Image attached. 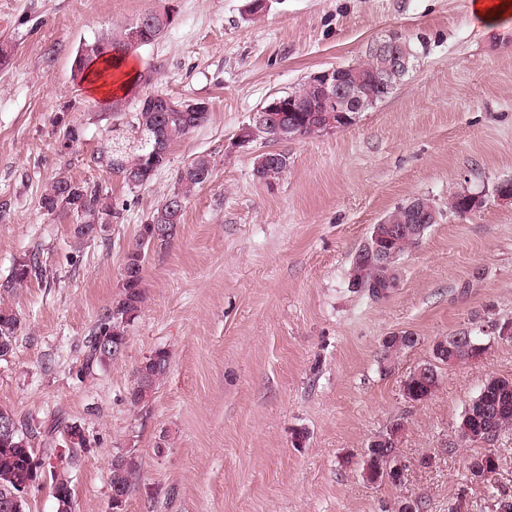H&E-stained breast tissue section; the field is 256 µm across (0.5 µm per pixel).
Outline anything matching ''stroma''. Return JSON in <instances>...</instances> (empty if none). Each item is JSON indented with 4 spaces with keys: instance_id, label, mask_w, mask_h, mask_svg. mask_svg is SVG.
<instances>
[{
    "instance_id": "35a3bbf8",
    "label": "stroma",
    "mask_w": 512,
    "mask_h": 512,
    "mask_svg": "<svg viewBox=\"0 0 512 512\" xmlns=\"http://www.w3.org/2000/svg\"><path fill=\"white\" fill-rule=\"evenodd\" d=\"M0 0V281L39 254L45 281L7 294L21 321L0 357V407L33 428L83 427L87 445L61 432L35 439L60 456L76 512H109L112 461L138 462L123 512H496L490 488L512 494V431L457 446L466 402L485 377H512V203L495 187L512 177V18L477 23L470 0ZM173 7L175 20L138 49L152 91L209 106L207 122L170 152L167 167L131 189L91 166L109 121L74 77L79 43ZM400 31L418 58L393 92L351 124L278 144L279 178L254 174L263 140L239 130L265 101L320 69L364 59ZM82 124V145L57 150L56 118ZM214 164L189 198L173 238L152 247L148 299L121 356L80 375L84 344L118 295L124 258L147 215L193 158ZM98 184L118 222L81 246L73 216L45 215L43 185L58 172ZM484 197L468 216L448 210L461 191ZM431 200L439 221L405 255L396 288L380 299L352 291L347 273L371 228L394 207ZM467 329L485 339L480 358L444 368L430 399L410 403L403 377L440 336ZM417 343L392 372L380 369L383 337ZM170 371L149 404L127 391L157 348ZM403 423L401 486L363 475L369 440ZM493 452L488 484L467 482L470 457Z\"/></svg>"
}]
</instances>
